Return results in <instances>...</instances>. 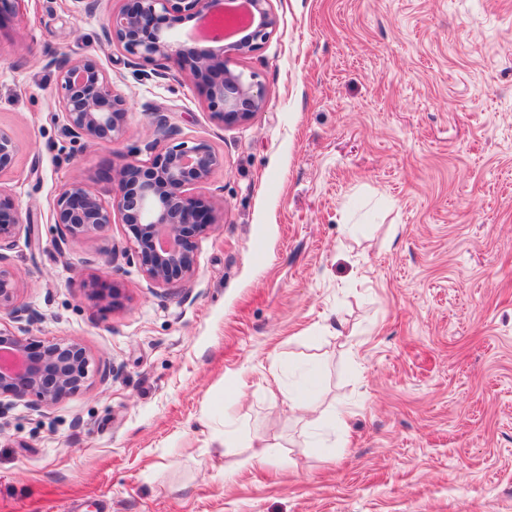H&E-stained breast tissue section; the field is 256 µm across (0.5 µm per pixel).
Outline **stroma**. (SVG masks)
I'll use <instances>...</instances> for the list:
<instances>
[{"label": "stroma", "instance_id": "1", "mask_svg": "<svg viewBox=\"0 0 512 512\" xmlns=\"http://www.w3.org/2000/svg\"><path fill=\"white\" fill-rule=\"evenodd\" d=\"M118 5L0 17V186L39 228L10 252L17 303L119 370L0 415V512H512V0H270L273 34L233 64L266 106L235 124L105 41ZM53 55L110 75L118 140L69 137ZM158 113L224 157L188 191L219 224L175 293L125 225L62 245L51 224L67 182L107 199L148 160ZM308 377L314 424L288 401Z\"/></svg>", "mask_w": 512, "mask_h": 512}]
</instances>
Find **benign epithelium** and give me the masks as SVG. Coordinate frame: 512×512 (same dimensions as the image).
I'll return each mask as SVG.
<instances>
[{"mask_svg":"<svg viewBox=\"0 0 512 512\" xmlns=\"http://www.w3.org/2000/svg\"><path fill=\"white\" fill-rule=\"evenodd\" d=\"M249 24L234 38L224 27L235 14L230 0H128L111 10L104 37L130 61L153 65L152 75L164 78L171 69L200 82L213 115L226 124L248 120L265 106L255 75L229 68L236 57L255 52L271 36L276 22L269 0H244ZM185 16L207 25L214 47L201 50L180 42L166 20ZM57 67L59 109L66 132L91 144L115 140L124 130L126 100L115 92L112 79L89 57H53ZM175 131L157 116L153 140L146 143L151 157L112 170V199L106 200L86 183L65 185L53 205L58 240L67 244L91 237L120 216L133 237V250L145 278L154 286L175 290L195 272L198 240L217 226L214 208L187 196L190 186L207 183L224 165V157L205 142L183 141L166 146ZM15 145L0 132V174L12 162ZM22 228L13 198L0 186V314L18 323L14 332L0 330V353L20 360L16 367H0V415L15 400L36 410L82 390L95 373L106 380L114 368L91 367L92 359L76 340L44 344L29 337L33 313L16 304L17 276L7 251Z\"/></svg>","mask_w":512,"mask_h":512,"instance_id":"obj_1","label":"benign epithelium"}]
</instances>
